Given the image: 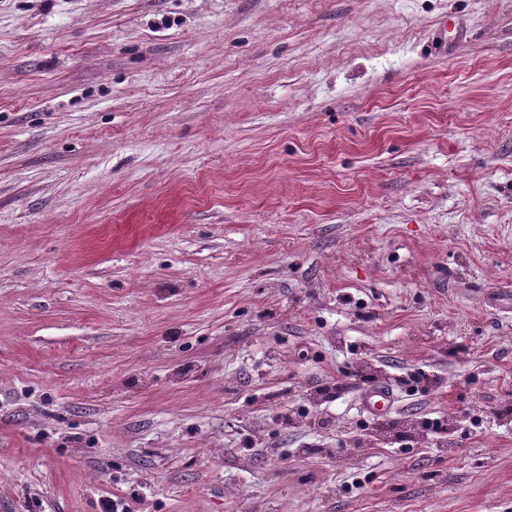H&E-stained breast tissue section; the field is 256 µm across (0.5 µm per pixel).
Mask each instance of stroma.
Wrapping results in <instances>:
<instances>
[{
  "label": "stroma",
  "instance_id": "stroma-1",
  "mask_svg": "<svg viewBox=\"0 0 512 512\" xmlns=\"http://www.w3.org/2000/svg\"><path fill=\"white\" fill-rule=\"evenodd\" d=\"M108 497L512 512V0H0V512Z\"/></svg>",
  "mask_w": 512,
  "mask_h": 512
}]
</instances>
